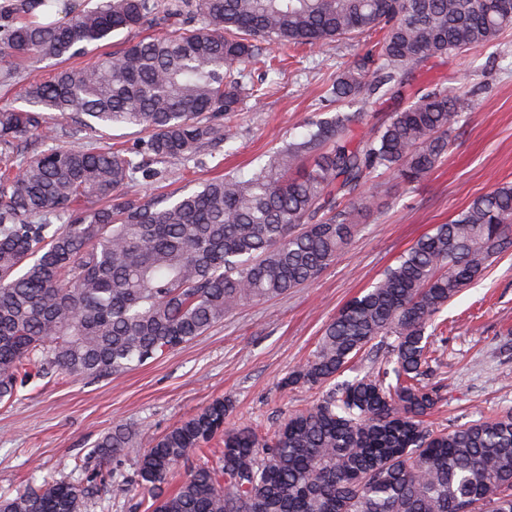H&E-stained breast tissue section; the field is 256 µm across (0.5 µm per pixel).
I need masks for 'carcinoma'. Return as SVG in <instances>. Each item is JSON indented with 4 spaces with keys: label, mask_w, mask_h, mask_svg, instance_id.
<instances>
[{
    "label": "carcinoma",
    "mask_w": 512,
    "mask_h": 512,
    "mask_svg": "<svg viewBox=\"0 0 512 512\" xmlns=\"http://www.w3.org/2000/svg\"><path fill=\"white\" fill-rule=\"evenodd\" d=\"M161 26L93 66L22 83L25 66L64 61L113 33ZM512 27V0H3L0 85L26 107L0 108V402L37 380L120 376L181 348L238 307L316 279L352 241L359 190L380 174L413 183L442 164L461 96L442 77L365 133L336 110L248 173L178 197L134 199L161 170L148 155L197 160L230 138L224 115L266 92L248 68L269 44L313 51L381 33L336 76L328 104L361 110L400 94L433 58L480 51ZM114 123L139 149L90 143ZM512 249V183L436 224L328 323L282 387L322 390L271 429L227 425L218 399L135 447L123 424L86 454L88 477L26 486L0 512H85L93 490L138 495L149 512H512V411L435 430L447 384L427 329ZM378 366L347 376L378 338ZM221 437L213 462L192 465ZM137 454L133 477L118 461ZM177 489H165L175 470Z\"/></svg>",
    "instance_id": "carcinoma-1"
}]
</instances>
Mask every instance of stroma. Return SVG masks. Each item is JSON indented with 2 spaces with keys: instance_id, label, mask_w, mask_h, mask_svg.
Segmentation results:
<instances>
[{
  "instance_id": "obj_1",
  "label": "stroma",
  "mask_w": 512,
  "mask_h": 512,
  "mask_svg": "<svg viewBox=\"0 0 512 512\" xmlns=\"http://www.w3.org/2000/svg\"><path fill=\"white\" fill-rule=\"evenodd\" d=\"M366 45V39L349 38L312 53L276 48L288 65L262 111L243 103L224 117L230 141L197 162H162L165 177L132 186L129 196H177L221 173L251 172L306 132L328 84ZM434 70L459 89L464 103L443 165L411 184L392 176L367 183L361 194L376 199L378 209L314 281L241 306L203 336L121 376L41 381L12 406L0 407V493L30 483L37 469L59 479L80 477L79 458L117 424L131 426L145 448L216 399L230 400L228 423L264 427L316 400L317 390H285L281 382L309 357L324 326L433 225L512 182V29L497 45L438 60ZM439 320L437 376L449 387L430 417L433 426L449 429L512 410V252L494 260Z\"/></svg>"
}]
</instances>
